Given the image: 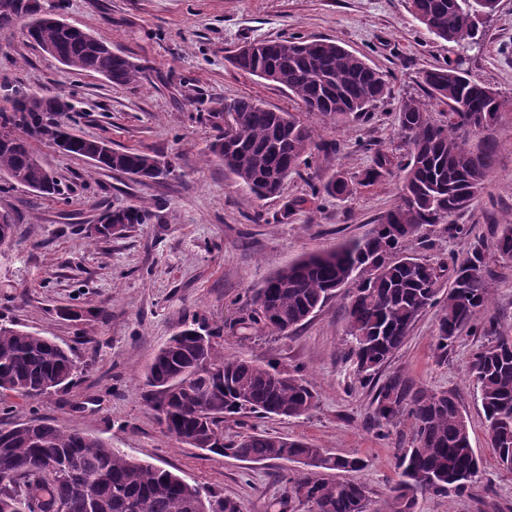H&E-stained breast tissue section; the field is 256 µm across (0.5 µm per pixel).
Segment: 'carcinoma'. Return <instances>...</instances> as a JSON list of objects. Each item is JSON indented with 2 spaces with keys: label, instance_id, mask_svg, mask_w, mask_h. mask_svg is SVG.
I'll list each match as a JSON object with an SVG mask.
<instances>
[{
  "label": "carcinoma",
  "instance_id": "obj_1",
  "mask_svg": "<svg viewBox=\"0 0 512 512\" xmlns=\"http://www.w3.org/2000/svg\"><path fill=\"white\" fill-rule=\"evenodd\" d=\"M498 0H409L415 19L437 38L459 45L475 39L477 18L492 14ZM20 26L27 40L66 67L106 78L114 85L138 82L142 71L128 56L112 51L101 38L61 26L34 0L14 13L0 14V28ZM245 73L288 90L308 112L342 120L360 116L388 92L386 75L329 39L289 37L248 44L228 57ZM435 99L448 105V124L438 123L420 99L409 97L399 109V129L410 145L401 168L398 202L364 238L308 255L280 269L253 291L242 324L270 335H286L339 293L356 275L348 294L345 341L356 374L374 382L380 368L399 349L420 315L440 310L437 347L448 349L465 327L489 338L473 353L469 373L499 463L512 470V336L478 315L490 301L493 283L481 274L486 263L479 247L450 264H431L405 251L404 243L426 232L450 231L466 237L470 229L452 217L482 190L492 168L496 142L482 120L496 121L500 95L459 66L422 74ZM72 111L63 94L11 89L0 107V178L43 195H59L55 177L35 154L31 140L46 141L98 169L158 179L168 173L156 156L133 148L116 150L106 141L68 130L53 119ZM217 135L210 152L236 182L257 197L277 195L283 182L316 145L314 132L292 112L269 109L246 97L226 101L212 113ZM477 135V144L468 136ZM392 165L379 152L361 185L375 182ZM353 187L332 176L312 197L349 194ZM142 205L117 207L101 221L123 226L147 224ZM492 255L512 259V224L503 225ZM451 271L448 292L440 295L442 273ZM220 329L185 325L158 352L145 372L147 396L159 423L171 433L192 437L211 432L224 438V421L236 415L294 417L309 412L316 396L298 368L280 370L253 358L225 356L218 350ZM77 365L56 342L17 324H0V395L34 399L72 384ZM372 425L383 429L411 421L412 446L400 457L390 486L389 512H417L419 498L458 494L480 477V459L470 440L469 420L455 395L436 392L396 371L375 382ZM244 461L296 462L307 470L288 478L289 495L314 512H367L368 489L360 481H337L330 471H360L357 458L328 455L299 440L246 433L210 448ZM14 473L0 486V512H241L240 504L192 485L173 472L128 456L106 440L73 429L60 431L29 423L0 428V471Z\"/></svg>",
  "mask_w": 512,
  "mask_h": 512
}]
</instances>
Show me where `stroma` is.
<instances>
[{"label": "stroma", "instance_id": "35a3bbf8", "mask_svg": "<svg viewBox=\"0 0 512 512\" xmlns=\"http://www.w3.org/2000/svg\"><path fill=\"white\" fill-rule=\"evenodd\" d=\"M61 6L65 20L104 37L143 70L136 84L115 86L72 71L28 43L19 29L0 31V106L5 88L22 85L67 95L73 112L61 120L77 134L136 148L170 163L166 177L138 182L95 169L88 161L36 144L62 192L45 196L0 179V212L16 231L0 246V323L13 322L69 348L79 370L63 392L0 402V426L45 423L79 429L112 442L129 456L170 470L186 482L234 498L243 512H311L291 499L284 480L297 465L249 462L190 448L168 435L146 401L143 372L180 324L221 327L220 349L278 367H299L317 404L297 418L245 415L226 420L225 439L257 432L300 440L366 467L355 478L368 489L370 512H387L397 459L412 438L410 424L378 432L369 423L373 385L361 383L344 358L345 312L327 302L284 336L241 330L253 289L304 256L368 234L398 200L399 161L409 146L398 110L424 97L422 71L461 64L502 96L505 106L489 131L497 144L492 171L455 223L471 233L434 232L410 252L435 262L490 247L512 224V0L478 23L473 44L459 47L428 33L408 0H40ZM301 36L326 38L387 74L390 91L366 116L337 123L305 112L276 84L235 69L228 55L249 42ZM249 97L267 108L298 113L315 132L314 150L289 175L280 195L257 199L234 184L221 163L207 159L216 131L210 115L224 101ZM394 168L375 183L359 179L377 152ZM340 175L354 184L341 199H311L312 186ZM147 204L153 217L125 236L86 237L112 206ZM483 275L495 294L486 311L512 335V260L489 259ZM79 311L61 318L60 308ZM437 309H427L381 370L403 371L419 384L456 394L482 460L475 487L445 499L427 496L419 512H512V472L500 468L489 444L481 404L468 373L482 336L463 330L447 350L436 346Z\"/></svg>", "mask_w": 512, "mask_h": 512}]
</instances>
